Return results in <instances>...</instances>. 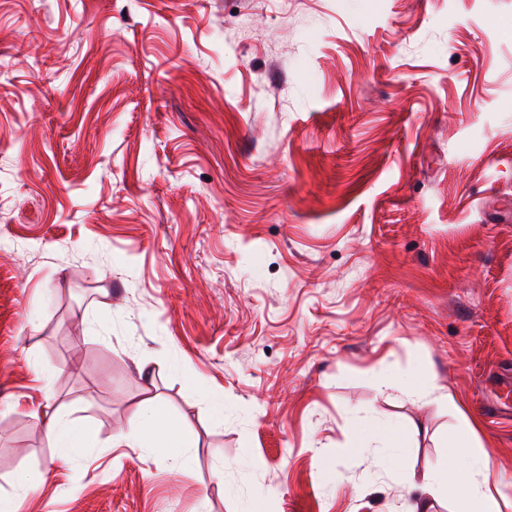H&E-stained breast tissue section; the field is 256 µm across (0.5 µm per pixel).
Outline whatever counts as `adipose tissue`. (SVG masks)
Returning a JSON list of instances; mask_svg holds the SVG:
<instances>
[{
    "label": "adipose tissue",
    "instance_id": "adipose-tissue-1",
    "mask_svg": "<svg viewBox=\"0 0 512 512\" xmlns=\"http://www.w3.org/2000/svg\"><path fill=\"white\" fill-rule=\"evenodd\" d=\"M33 417L44 425L50 444L63 461L74 462L84 448L90 447L88 430L74 425L50 405L35 409ZM416 433V428L400 423L363 418L357 423L354 447L358 450L377 449L380 458L396 463ZM444 444L451 456L457 458L458 468L429 467L421 474H408V481L419 485L431 497H452L459 512H502L506 496L502 491L491 490L489 485L494 469L490 451L474 445L463 432L456 429L448 431Z\"/></svg>",
    "mask_w": 512,
    "mask_h": 512
}]
</instances>
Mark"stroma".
I'll return each instance as SVG.
<instances>
[{"label":"stroma","instance_id":"1","mask_svg":"<svg viewBox=\"0 0 512 512\" xmlns=\"http://www.w3.org/2000/svg\"><path fill=\"white\" fill-rule=\"evenodd\" d=\"M364 416L417 472L469 422L512 512V0H0V495L415 512ZM380 389L384 392L391 390L408 391L411 395L416 396L419 400L425 403L442 402L447 403L448 406H453V398L444 386L436 384H419L416 382L403 381L401 379H394L388 375L380 380ZM32 417L45 426L50 444L57 448L58 457L63 461L74 462L84 448L91 447L88 430L74 425L49 404L35 409ZM162 419L155 413L143 414L134 421L128 431L113 438L114 441L124 443L130 448H150L154 442L150 440L157 427L161 425ZM417 433L415 427L407 428L396 422L363 418L357 423V438L353 448H346L344 455L348 456L362 448H376L379 459L390 458L392 463H397L401 453L409 447V440Z\"/></svg>","mask_w":512,"mask_h":512}]
</instances>
